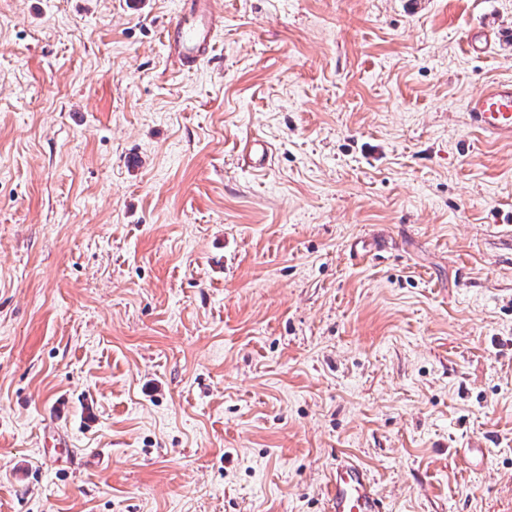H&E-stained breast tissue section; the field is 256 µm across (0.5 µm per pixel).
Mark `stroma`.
Segmentation results:
<instances>
[{
  "mask_svg": "<svg viewBox=\"0 0 512 512\" xmlns=\"http://www.w3.org/2000/svg\"><path fill=\"white\" fill-rule=\"evenodd\" d=\"M217 2L0 0V512H512V0ZM213 0H178V12L168 23L165 47L170 58L183 71L197 69L212 57L217 32L224 16ZM473 124L487 137L512 141V81L486 85L467 105ZM327 497L329 512H385L370 472L346 456L329 473Z\"/></svg>",
  "mask_w": 512,
  "mask_h": 512,
  "instance_id": "35a3bbf8",
  "label": "stroma"
}]
</instances>
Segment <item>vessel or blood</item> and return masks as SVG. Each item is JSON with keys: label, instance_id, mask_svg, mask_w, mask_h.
Segmentation results:
<instances>
[{"label": "vessel or blood", "instance_id": "obj_1", "mask_svg": "<svg viewBox=\"0 0 512 512\" xmlns=\"http://www.w3.org/2000/svg\"><path fill=\"white\" fill-rule=\"evenodd\" d=\"M224 25L214 0H178V12L168 23L165 47L184 71L197 69L212 57L215 38ZM473 124L487 137L512 141V81L486 85L467 105ZM328 512H385L369 471L343 456L329 473Z\"/></svg>", "mask_w": 512, "mask_h": 512}]
</instances>
